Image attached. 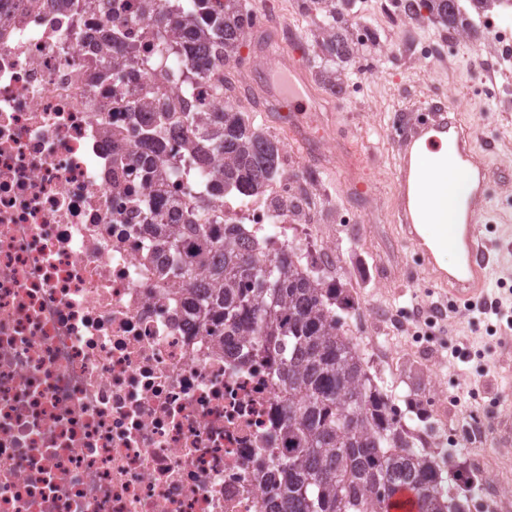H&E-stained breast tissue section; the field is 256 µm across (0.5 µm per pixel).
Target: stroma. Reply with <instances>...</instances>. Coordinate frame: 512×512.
<instances>
[{
  "instance_id": "1",
  "label": "stroma",
  "mask_w": 512,
  "mask_h": 512,
  "mask_svg": "<svg viewBox=\"0 0 512 512\" xmlns=\"http://www.w3.org/2000/svg\"><path fill=\"white\" fill-rule=\"evenodd\" d=\"M247 8L267 13L279 33V54L308 68L306 46L310 23L295 0H245ZM363 18L386 34L388 52L364 62L346 81L341 96L320 92L316 111L307 113V141L295 131L296 116L264 103L244 110L282 151L298 159L301 171H316L310 221L290 224L291 241L316 252L320 240L335 242V282L353 296L346 313L353 336H375L396 353L392 368L380 359L378 384L391 392L404 420L426 419L436 432L462 434L473 415L485 418L490 433L512 417V331L491 332L495 317L449 306L448 292L425 272L423 261L408 247L398 219L395 176L398 143L393 137L396 113H416L452 102L461 126L496 171L490 194L498 208L495 237L504 246L485 300L512 299V68L501 65L512 43L489 36L480 43L449 42L431 24L412 26L392 14L389 0H365ZM450 54L449 65L432 66L418 57L421 44ZM500 63L501 94L482 93L477 71L482 61ZM351 223H343V215ZM405 326L388 330L389 312ZM451 463L449 484L466 489L470 512H490L483 490L512 487V440L476 447L442 448Z\"/></svg>"
}]
</instances>
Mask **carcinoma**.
<instances>
[{
	"mask_svg": "<svg viewBox=\"0 0 512 512\" xmlns=\"http://www.w3.org/2000/svg\"><path fill=\"white\" fill-rule=\"evenodd\" d=\"M178 0L163 8L159 25L175 42L187 43L195 79L214 76L220 66L241 63L250 10L242 0ZM362 0H296L311 18L315 81L332 94L342 91L346 67L361 63L381 46L380 33L364 24L366 40L352 38ZM500 0H391L409 23L438 24L452 37L483 38L474 16L491 12ZM195 123L196 113L149 112L140 142L156 149L169 125ZM187 150L203 167L224 161L210 184L218 199L233 195L254 201L280 175L276 142L255 129L247 113L227 102L198 125ZM157 176L147 205L159 219L176 212L164 180L176 173L163 154L147 160ZM153 252L171 258L169 273L207 336H245L253 350L278 372L283 397L277 411L285 446L272 453L264 512H389L393 498L412 491L419 512H465L458 494L445 488L442 464L427 448L426 426L415 432L402 423L392 396L375 383L363 353L344 330L336 309L354 303L336 294L322 270L301 264L300 248L269 252L239 224L152 225Z\"/></svg>",
	"mask_w": 512,
	"mask_h": 512,
	"instance_id": "carcinoma-1",
	"label": "carcinoma"
}]
</instances>
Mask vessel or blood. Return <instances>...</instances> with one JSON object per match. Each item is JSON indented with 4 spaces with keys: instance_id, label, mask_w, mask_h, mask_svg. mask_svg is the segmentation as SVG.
Instances as JSON below:
<instances>
[{
    "instance_id": "obj_1",
    "label": "vessel or blood",
    "mask_w": 512,
    "mask_h": 512,
    "mask_svg": "<svg viewBox=\"0 0 512 512\" xmlns=\"http://www.w3.org/2000/svg\"><path fill=\"white\" fill-rule=\"evenodd\" d=\"M251 64L262 73L276 97L286 98L289 111H313L315 99L304 72L280 59L274 44L258 50ZM397 136L399 219L408 243L431 275L447 283L449 294L467 304L474 302L483 296L492 272L486 222L491 209L488 186L495 172L464 135L455 109H433L428 121L398 129ZM442 151L447 152L453 165L469 174L458 200L460 220L448 228L458 258L453 271L439 267L432 249L416 229L424 214L426 165L433 154Z\"/></svg>"
}]
</instances>
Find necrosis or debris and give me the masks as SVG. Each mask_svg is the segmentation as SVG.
I'll list each match as a JSON object with an SVG mask.
<instances>
[{"label":"necrosis or debris","mask_w":512,"mask_h":512,"mask_svg":"<svg viewBox=\"0 0 512 512\" xmlns=\"http://www.w3.org/2000/svg\"><path fill=\"white\" fill-rule=\"evenodd\" d=\"M159 8L0 0V512H262L281 383L249 340L203 335L146 229L134 103L224 108ZM209 185L165 189L185 221L279 238L288 212L203 204Z\"/></svg>","instance_id":"necrosis-or-debris-1"}]
</instances>
